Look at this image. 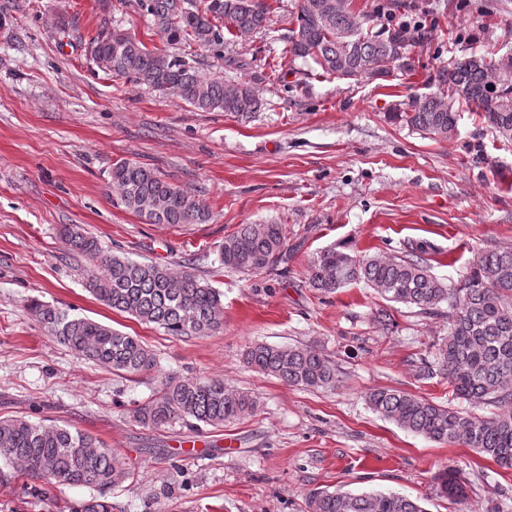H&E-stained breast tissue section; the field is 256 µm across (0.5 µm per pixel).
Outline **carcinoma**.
Here are the masks:
<instances>
[{"instance_id":"cac0c4a2","label":"carcinoma","mask_w":512,"mask_h":512,"mask_svg":"<svg viewBox=\"0 0 512 512\" xmlns=\"http://www.w3.org/2000/svg\"><path fill=\"white\" fill-rule=\"evenodd\" d=\"M171 44L224 45V33L261 34L268 30L271 7L265 0H140ZM288 53L312 61L319 74L346 78L353 70H374L383 80L411 67L409 30L375 29L374 16L358 15L349 0H299L288 18ZM89 58L102 72L156 90H173L201 112L221 111L248 118L266 102L247 82L203 78L183 56L148 48L136 37L103 24L86 43ZM448 92L413 98L394 107L387 119L397 125L447 139L457 132V106L478 113L496 136L512 141V54L495 57L463 54L451 60L444 77ZM109 198L147 224H202L206 204L132 160H120L108 173ZM62 234L69 245L94 264L85 288L104 305L153 324L171 336L201 337L224 322L220 292L192 272L139 262L104 250L98 239L77 224ZM288 254L281 224H241L224 238L220 262L227 268L259 273ZM426 247L402 256L357 257L336 248L321 251L308 265V285L331 294L362 282L388 302L414 307L425 315L446 314L448 335L441 338L433 361L419 375L448 379L458 400L490 405L486 417L438 404L413 394L374 389L369 407L400 428L437 444H462L512 470V246L479 254L470 274L449 285L429 267ZM30 310L47 333L77 355L115 372L136 376L155 368L152 350L138 337L33 300ZM243 361L255 371L305 389H333L335 365L315 346L291 347L252 343ZM257 409L246 391L222 379L160 377L157 391L131 410L143 427L176 423L193 429L221 427ZM134 477L124 458L97 436L67 422L33 421L26 416L0 417V485L19 478L32 481L39 502L52 501L53 488L86 487L89 497L73 501L64 512H112L107 492ZM436 495L457 503L465 484L446 468L433 477ZM307 512H426L416 498L395 491L315 490Z\"/></svg>"}]
</instances>
